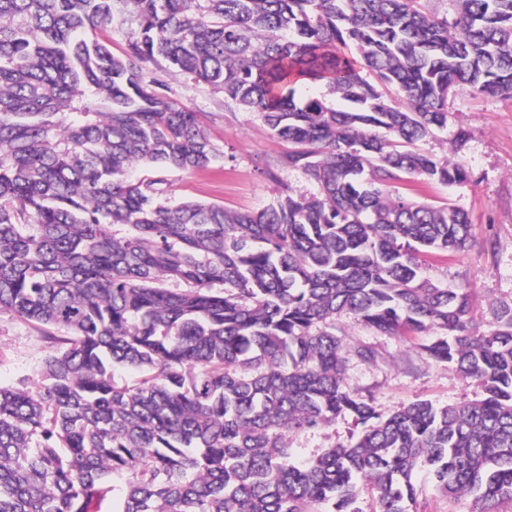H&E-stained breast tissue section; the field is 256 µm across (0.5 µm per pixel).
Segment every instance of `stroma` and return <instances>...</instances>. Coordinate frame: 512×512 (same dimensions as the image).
Returning <instances> with one entry per match:
<instances>
[{
	"instance_id": "stroma-1",
	"label": "stroma",
	"mask_w": 512,
	"mask_h": 512,
	"mask_svg": "<svg viewBox=\"0 0 512 512\" xmlns=\"http://www.w3.org/2000/svg\"><path fill=\"white\" fill-rule=\"evenodd\" d=\"M146 79H160L180 105L197 112L220 158L198 172H173L163 195L173 202H215L232 211L265 208L282 190L312 196L317 188L298 169L285 165L286 143L273 135L261 117L228 107L224 95L175 71L154 63L144 66ZM468 133L461 147H453L450 134ZM438 158H452L467 171L452 186L431 187L415 181L411 194L418 201L449 202L465 210L472 224V247L447 260L432 256L426 273L438 285L469 288L472 318L480 329L493 323L492 308L512 300V99L486 98L465 85L448 99V128L422 143ZM347 350L345 376L375 409L390 415L411 402L429 400L441 405L480 399L479 381L460 376L447 364L434 363L419 349L394 336H386L353 318L336 322ZM371 347L375 356L364 361L353 349ZM39 330L9 315L0 314V387L33 384L40 366L51 353ZM357 429L352 420L340 419L315 432H294L288 446L297 460L315 458L325 448L348 443ZM416 499L410 512H471L469 496L448 498L424 476L415 479Z\"/></svg>"
}]
</instances>
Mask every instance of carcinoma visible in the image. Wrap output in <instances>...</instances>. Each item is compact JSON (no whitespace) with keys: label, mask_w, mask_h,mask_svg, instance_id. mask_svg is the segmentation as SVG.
Listing matches in <instances>:
<instances>
[{"label":"carcinoma","mask_w":512,"mask_h":512,"mask_svg":"<svg viewBox=\"0 0 512 512\" xmlns=\"http://www.w3.org/2000/svg\"><path fill=\"white\" fill-rule=\"evenodd\" d=\"M0 0V314L53 344L0 388V512H409L414 471L472 512L512 500V303L473 325L467 288L424 274L467 213L400 191L451 186L419 143L469 85L512 99V0ZM257 112L317 187L256 212L161 199L220 151L143 64ZM368 75H362V71ZM326 97L298 96L302 84ZM481 382L462 405L377 413L344 376L336 319ZM432 330L445 335L423 342ZM352 418L299 465L288 434ZM135 28L127 14L116 11L112 17V24L105 27L104 33L112 39V48L118 52L126 48L130 32Z\"/></svg>","instance_id":"cac0c4a2"}]
</instances>
